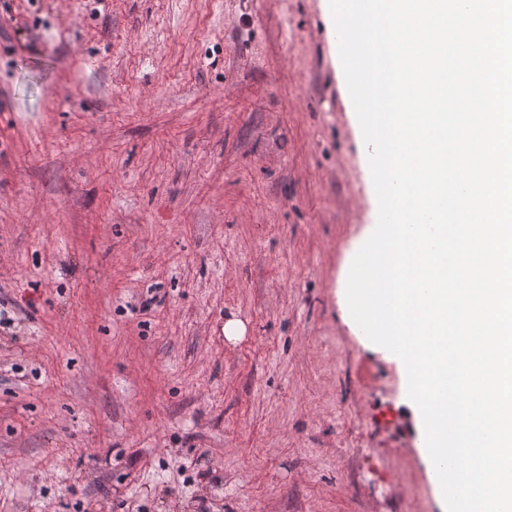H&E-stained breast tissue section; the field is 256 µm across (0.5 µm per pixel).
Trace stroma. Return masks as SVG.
<instances>
[{
  "mask_svg": "<svg viewBox=\"0 0 512 512\" xmlns=\"http://www.w3.org/2000/svg\"><path fill=\"white\" fill-rule=\"evenodd\" d=\"M7 2L0 512H441L325 0Z\"/></svg>",
  "mask_w": 512,
  "mask_h": 512,
  "instance_id": "stroma-1",
  "label": "stroma"
}]
</instances>
